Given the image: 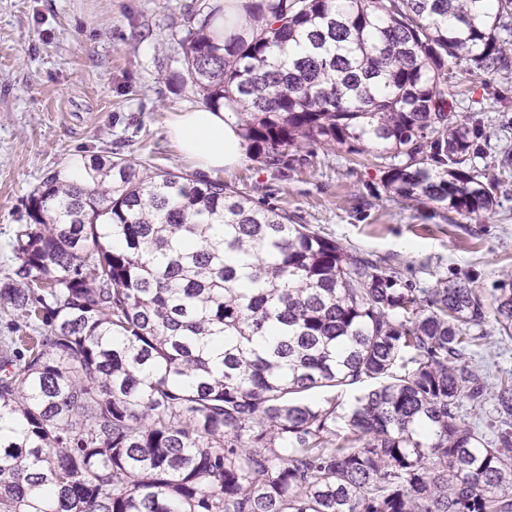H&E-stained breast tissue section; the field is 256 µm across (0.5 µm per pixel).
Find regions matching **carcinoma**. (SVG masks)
Masks as SVG:
<instances>
[{"label":"carcinoma","mask_w":512,"mask_h":512,"mask_svg":"<svg viewBox=\"0 0 512 512\" xmlns=\"http://www.w3.org/2000/svg\"><path fill=\"white\" fill-rule=\"evenodd\" d=\"M245 11L209 8L184 59L251 158L381 146L389 196L494 206L449 65L512 70V0ZM12 251L0 308L38 335L0 340V512H512V374L469 362L512 341V274L417 288L221 180L101 155L34 191ZM488 398L492 441L462 414Z\"/></svg>","instance_id":"carcinoma-1"}]
</instances>
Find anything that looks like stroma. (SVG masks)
<instances>
[{
	"instance_id": "obj_1",
	"label": "stroma",
	"mask_w": 512,
	"mask_h": 512,
	"mask_svg": "<svg viewBox=\"0 0 512 512\" xmlns=\"http://www.w3.org/2000/svg\"><path fill=\"white\" fill-rule=\"evenodd\" d=\"M214 0H0V280L35 189L76 157L115 153L141 173L193 172L168 139L171 112L203 106L183 40ZM458 117L489 135L475 168L500 179L493 209L464 219L383 188L391 159L303 142L283 173L249 156L215 179L249 191L342 247L393 259L421 288L467 274L491 293L512 272V72L455 68Z\"/></svg>"
}]
</instances>
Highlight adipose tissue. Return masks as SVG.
I'll return each instance as SVG.
<instances>
[{
  "mask_svg": "<svg viewBox=\"0 0 512 512\" xmlns=\"http://www.w3.org/2000/svg\"><path fill=\"white\" fill-rule=\"evenodd\" d=\"M166 133L180 152L204 171L235 166L244 151L235 117L221 110H179L171 114Z\"/></svg>",
  "mask_w": 512,
  "mask_h": 512,
  "instance_id": "ef3b65f1",
  "label": "adipose tissue"
}]
</instances>
